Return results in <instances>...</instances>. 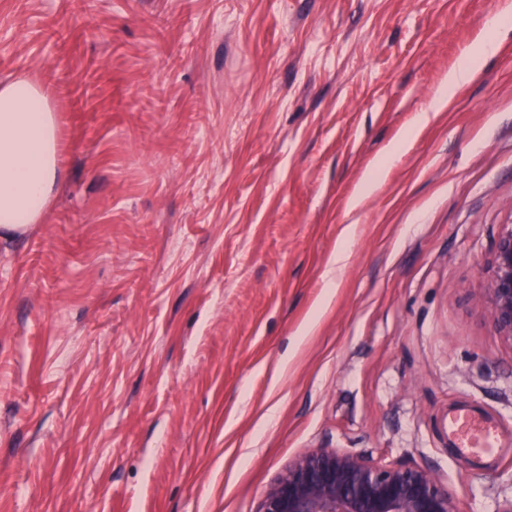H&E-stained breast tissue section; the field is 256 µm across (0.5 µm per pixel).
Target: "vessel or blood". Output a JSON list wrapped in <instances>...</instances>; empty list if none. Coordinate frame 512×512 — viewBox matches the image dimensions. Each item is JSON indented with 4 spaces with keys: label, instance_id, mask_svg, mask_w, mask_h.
<instances>
[{
    "label": "vessel or blood",
    "instance_id": "b4317fda",
    "mask_svg": "<svg viewBox=\"0 0 512 512\" xmlns=\"http://www.w3.org/2000/svg\"><path fill=\"white\" fill-rule=\"evenodd\" d=\"M448 441L460 454L479 464L504 446V436L480 410L460 407L448 415Z\"/></svg>",
    "mask_w": 512,
    "mask_h": 512
}]
</instances>
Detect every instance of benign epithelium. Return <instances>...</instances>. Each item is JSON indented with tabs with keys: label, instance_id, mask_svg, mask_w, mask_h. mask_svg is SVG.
<instances>
[{
	"label": "benign epithelium",
	"instance_id": "7a95c632",
	"mask_svg": "<svg viewBox=\"0 0 512 512\" xmlns=\"http://www.w3.org/2000/svg\"><path fill=\"white\" fill-rule=\"evenodd\" d=\"M481 300L494 333L512 345V224L495 240ZM256 512H458L448 485L421 465L384 464L339 448L298 454Z\"/></svg>",
	"mask_w": 512,
	"mask_h": 512
}]
</instances>
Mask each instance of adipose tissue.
<instances>
[{"instance_id":"1","label":"adipose tissue","mask_w":512,"mask_h":512,"mask_svg":"<svg viewBox=\"0 0 512 512\" xmlns=\"http://www.w3.org/2000/svg\"><path fill=\"white\" fill-rule=\"evenodd\" d=\"M497 48V41L483 40L449 71L431 111H443ZM60 175L54 117L44 95L25 79L0 86V231L22 232L39 223Z\"/></svg>"}]
</instances>
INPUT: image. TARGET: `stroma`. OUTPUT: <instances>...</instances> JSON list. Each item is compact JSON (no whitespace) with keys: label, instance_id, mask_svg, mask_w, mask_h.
I'll use <instances>...</instances> for the list:
<instances>
[{"label":"stroma","instance_id":"obj_1","mask_svg":"<svg viewBox=\"0 0 512 512\" xmlns=\"http://www.w3.org/2000/svg\"><path fill=\"white\" fill-rule=\"evenodd\" d=\"M509 7L0 0V84L48 91L63 149L41 222L0 237V512H255L311 448L502 512L512 447L475 468L446 429L465 403L512 434L480 301L512 224ZM498 49L496 40L481 41L476 48L454 69L448 73V84L444 85L436 96L429 111L441 112L448 104L450 97L461 87L472 82L478 75L483 58Z\"/></svg>","mask_w":512,"mask_h":512}]
</instances>
